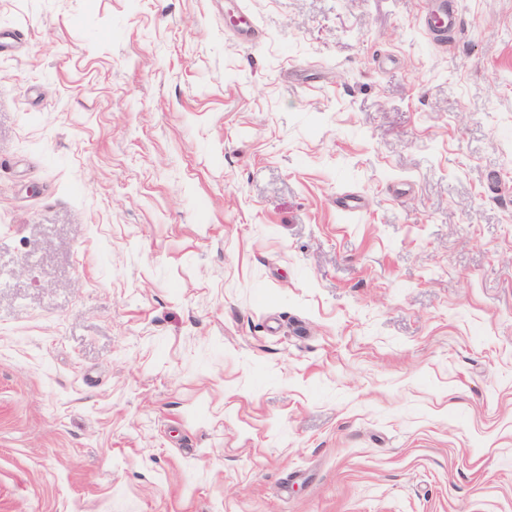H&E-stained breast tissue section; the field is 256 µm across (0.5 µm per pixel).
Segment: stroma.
<instances>
[{
	"label": "stroma",
	"instance_id": "obj_1",
	"mask_svg": "<svg viewBox=\"0 0 512 512\" xmlns=\"http://www.w3.org/2000/svg\"><path fill=\"white\" fill-rule=\"evenodd\" d=\"M0 512H512V0H0Z\"/></svg>",
	"mask_w": 512,
	"mask_h": 512
}]
</instances>
